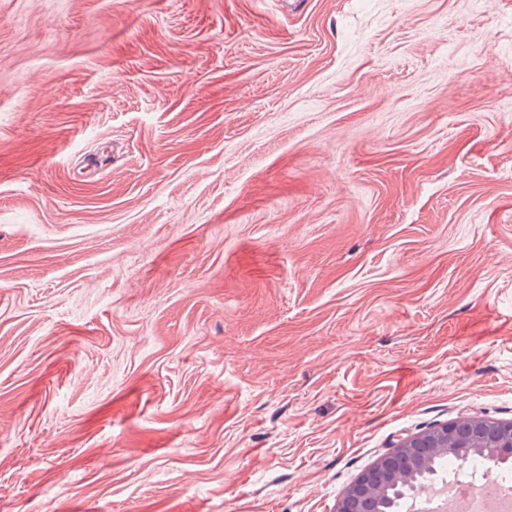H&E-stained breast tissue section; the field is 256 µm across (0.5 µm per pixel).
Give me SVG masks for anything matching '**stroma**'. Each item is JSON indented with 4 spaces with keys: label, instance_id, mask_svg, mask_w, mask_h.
Listing matches in <instances>:
<instances>
[{
    "label": "stroma",
    "instance_id": "1",
    "mask_svg": "<svg viewBox=\"0 0 512 512\" xmlns=\"http://www.w3.org/2000/svg\"><path fill=\"white\" fill-rule=\"evenodd\" d=\"M512 421V0H0V512H336ZM449 445L453 448H448ZM478 447L493 448L499 456H512V422L492 426L488 419L466 418L447 423L401 441L371 468L363 472L340 500L336 512H375L382 492L392 483L413 472L422 460L438 451L471 450L468 454L449 450L416 469L414 474L390 488L380 499L379 512H399L404 499L419 491L428 478L442 466H454L462 473L470 460L505 463L501 457L480 452Z\"/></svg>",
    "mask_w": 512,
    "mask_h": 512
}]
</instances>
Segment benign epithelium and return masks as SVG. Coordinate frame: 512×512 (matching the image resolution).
Listing matches in <instances>:
<instances>
[{"label": "benign epithelium", "mask_w": 512, "mask_h": 512, "mask_svg": "<svg viewBox=\"0 0 512 512\" xmlns=\"http://www.w3.org/2000/svg\"><path fill=\"white\" fill-rule=\"evenodd\" d=\"M450 446L456 450L486 447L511 457L512 422L493 426L486 419L466 418L401 441L358 477L336 512H376L378 499L388 486L413 472L420 461Z\"/></svg>", "instance_id": "benign-epithelium-1"}]
</instances>
